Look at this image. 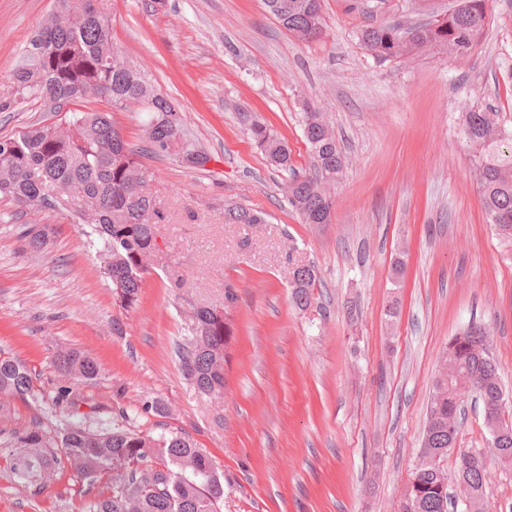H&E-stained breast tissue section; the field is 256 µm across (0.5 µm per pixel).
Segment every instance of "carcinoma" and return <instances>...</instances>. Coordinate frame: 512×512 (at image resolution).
Masks as SVG:
<instances>
[{
  "mask_svg": "<svg viewBox=\"0 0 512 512\" xmlns=\"http://www.w3.org/2000/svg\"><path fill=\"white\" fill-rule=\"evenodd\" d=\"M270 15L296 40L310 42L323 33L322 0H264ZM54 10L72 14L67 28L45 25L44 38L32 43L26 64L10 76L6 106L20 108L40 100L63 113L70 127L64 138H54L47 126H31L15 136L0 138V196L16 204L65 213L84 226L97 244L100 273L112 284L116 303L129 310L137 305L147 273L146 264L157 250L159 211L144 188L130 184L128 174L144 167L124 140L112 113L132 106L148 115L150 144L155 152L172 153V143L183 140L185 166L203 168L211 155L184 138L180 113L149 77L131 62L110 63L109 20L95 0H54ZM490 24L487 0H455L448 13L402 28L378 23L360 30L361 45L376 58L396 60L422 48H436L450 57H466L481 43ZM96 89L110 110H78ZM248 134L268 159L291 171L288 204L305 224H329L333 202L325 182L343 171L344 155L335 139L324 135L321 113L304 118V137L313 170L294 171L292 151L259 117L244 114ZM460 122L472 152L479 198L487 222L498 234L512 239V129L499 112H464ZM226 224H263L260 210L236 204L224 206ZM318 280L315 267L292 270V303L301 311L314 301ZM236 294L225 292L224 310L200 307L190 315L188 333L179 347L184 378L205 396L224 392V360L233 336L228 308ZM62 375L76 383L99 375L97 363L76 352L58 354ZM502 388L499 368L489 351L488 331L472 325L453 336L443 352L435 380L417 460L405 486L407 499L399 512H448L450 484L459 489L467 512H486L491 472L476 450L455 449L465 398L473 393L483 404L484 425L491 437L505 432L502 447L491 455L512 465V410L493 411ZM18 398L39 404L41 417L21 433L0 432V456L16 481L47 491L70 467L87 485L100 486L86 512H219L224 501V472L208 453L187 435L153 437L119 419L91 421L78 412L73 387L66 386L46 403L34 390L33 373L19 358L0 352V399ZM456 452L454 477L444 461Z\"/></svg>",
  "mask_w": 512,
  "mask_h": 512,
  "instance_id": "cac0c4a2",
  "label": "carcinoma"
}]
</instances>
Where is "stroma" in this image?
Wrapping results in <instances>:
<instances>
[{"instance_id": "stroma-1", "label": "stroma", "mask_w": 512, "mask_h": 512, "mask_svg": "<svg viewBox=\"0 0 512 512\" xmlns=\"http://www.w3.org/2000/svg\"><path fill=\"white\" fill-rule=\"evenodd\" d=\"M452 2L323 0V36L301 43L263 0H98L113 45L149 73L212 160L201 170L144 157L161 252L128 311L82 226L0 198V349L32 368L48 398L66 384L56 351L92 358L99 376L77 385L79 411L108 420L123 409L138 430L189 435L224 472L221 512H398L448 340L488 325L512 396V240L487 222L459 126L461 113L486 107L512 117V0H490V25L464 58L425 48L384 61L358 39L369 24L422 20ZM51 10L52 0H0V99ZM311 108L345 155L328 224L302 223L288 205L289 173L240 118L255 114L285 138L302 172ZM59 122L35 100L0 109V136ZM228 203L263 211L265 223H225ZM32 227L48 233L38 252L25 245ZM298 264L318 272L306 311L290 302ZM230 287L224 394L202 398L177 345L192 308L223 307ZM86 503L67 494L47 504L0 466V512Z\"/></svg>"}]
</instances>
